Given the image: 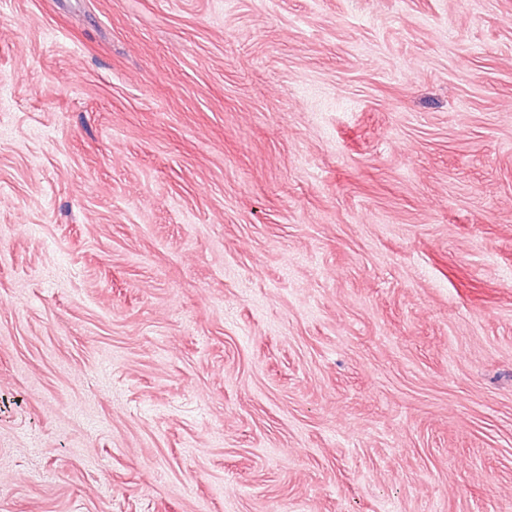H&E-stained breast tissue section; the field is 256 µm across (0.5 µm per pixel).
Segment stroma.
Masks as SVG:
<instances>
[{"instance_id":"obj_1","label":"stroma","mask_w":512,"mask_h":512,"mask_svg":"<svg viewBox=\"0 0 512 512\" xmlns=\"http://www.w3.org/2000/svg\"><path fill=\"white\" fill-rule=\"evenodd\" d=\"M0 512H512V0H0Z\"/></svg>"}]
</instances>
